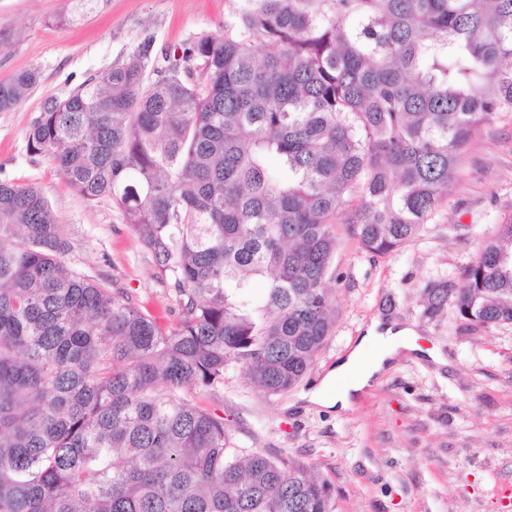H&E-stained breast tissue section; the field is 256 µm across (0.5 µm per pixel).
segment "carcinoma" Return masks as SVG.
I'll use <instances>...</instances> for the list:
<instances>
[{
	"mask_svg": "<svg viewBox=\"0 0 512 512\" xmlns=\"http://www.w3.org/2000/svg\"><path fill=\"white\" fill-rule=\"evenodd\" d=\"M230 2L224 36L160 67L147 35L27 133L118 205L176 325L74 272L44 197L0 181V512H333L327 481L230 454L224 418L183 391L230 364L266 395L302 382L331 335L336 225L401 248L478 126L512 112V0ZM38 78L0 82V110ZM450 298L470 324L512 323V223L427 311Z\"/></svg>",
	"mask_w": 512,
	"mask_h": 512,
	"instance_id": "carcinoma-1",
	"label": "carcinoma"
}]
</instances>
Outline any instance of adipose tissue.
<instances>
[{"mask_svg":"<svg viewBox=\"0 0 512 512\" xmlns=\"http://www.w3.org/2000/svg\"><path fill=\"white\" fill-rule=\"evenodd\" d=\"M416 348L411 328L372 319L356 345L327 373L308 400L326 408L352 409L355 398L382 377L401 352Z\"/></svg>","mask_w":512,"mask_h":512,"instance_id":"obj_1","label":"adipose tissue"}]
</instances>
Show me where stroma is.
<instances>
[{
	"instance_id": "stroma-1",
	"label": "stroma",
	"mask_w": 512,
	"mask_h": 512,
	"mask_svg": "<svg viewBox=\"0 0 512 512\" xmlns=\"http://www.w3.org/2000/svg\"><path fill=\"white\" fill-rule=\"evenodd\" d=\"M229 0H95L74 18L76 0H0V82L34 69L38 84L0 111V179L38 189L71 242L66 263L104 287L125 290L163 322L181 309L155 274L118 205L90 202L50 160L26 151L27 131L46 99L62 97L123 58L146 35L177 53L220 36ZM512 220V112L480 125L448 185L445 204L398 250L366 252L351 225H337L332 335L293 390L266 395L248 371L188 399L224 418L231 447L260 451L327 480L335 512H512V323L460 320L453 304L428 313L426 288L460 282L482 241ZM381 316L411 327L420 353H403L355 409L311 404L320 384ZM441 354L443 364L431 353Z\"/></svg>"
}]
</instances>
